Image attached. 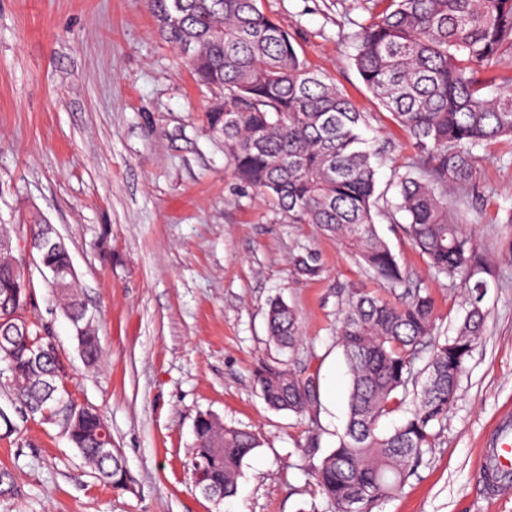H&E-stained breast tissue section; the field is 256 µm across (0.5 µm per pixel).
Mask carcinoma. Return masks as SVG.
<instances>
[{"instance_id":"obj_1","label":"carcinoma","mask_w":512,"mask_h":512,"mask_svg":"<svg viewBox=\"0 0 512 512\" xmlns=\"http://www.w3.org/2000/svg\"><path fill=\"white\" fill-rule=\"evenodd\" d=\"M383 4L350 34L358 43L354 66L366 89L414 140L417 161L397 180L403 231L437 276L459 280L469 310L456 336L439 342L434 304L416 288L388 303L357 291L339 311L336 338L350 378L348 422L336 446L315 467L322 496L336 512H363L392 497L436 446L439 428L457 397L473 345L482 336L481 289L485 268L463 221L448 218V181L473 184V149L512 138V78L485 92L479 71L512 67V0H375ZM160 37L187 47L198 79L224 94V111H209L210 128L238 178L259 190L290 224H314L340 241L375 276L396 287L402 269L373 219L377 194L372 154L363 147L364 114L322 73L310 69L288 34L257 0H148ZM64 273L51 288L61 300L84 361L99 362L98 336L73 289L67 247L44 255ZM302 275L321 267L311 251L291 258ZM34 303L31 281L0 257V361L15 399L31 414L61 423L74 448L113 489L129 487L120 454L104 457L110 428L97 409L60 403L70 381L44 328L14 324ZM270 341L293 350L301 338L296 310L281 298L268 304ZM433 345L424 370L418 347ZM255 379L265 403L298 417L311 412L318 384L283 363L260 362ZM407 404L408 416L390 431L380 420ZM193 460L204 485L224 498L235 495L244 459L260 447L252 432L201 414L194 425Z\"/></svg>"}]
</instances>
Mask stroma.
<instances>
[{
  "mask_svg": "<svg viewBox=\"0 0 512 512\" xmlns=\"http://www.w3.org/2000/svg\"><path fill=\"white\" fill-rule=\"evenodd\" d=\"M309 65L366 115L377 154L374 211L407 285L434 300L436 332L452 337L468 307L457 281L435 277L402 230L395 178L411 141L365 88L350 34L373 0H258ZM218 91L157 33L147 0H0V225L19 236L49 224L63 238L100 338L103 359L83 364L73 329L34 260L35 305L68 365L75 399L98 409L123 456L128 490L94 471L58 423L18 413L0 377V471L13 491L0 512H335L312 471L347 422L349 376L336 342L342 299L364 288L394 301L336 239L292 224L244 187L207 113ZM475 190L448 186L488 268V316L460 378L436 448L405 486L369 512H512V491L489 496L480 465L486 432L512 407V141L475 150ZM311 250L317 277L294 253ZM301 318L293 353L270 343L269 300ZM286 363L314 376L305 417L269 409L254 371ZM209 413L261 442L242 465L235 496L205 497L192 476L194 423ZM317 435V456L300 444Z\"/></svg>",
  "mask_w": 512,
  "mask_h": 512,
  "instance_id": "obj_1",
  "label": "stroma"
}]
</instances>
